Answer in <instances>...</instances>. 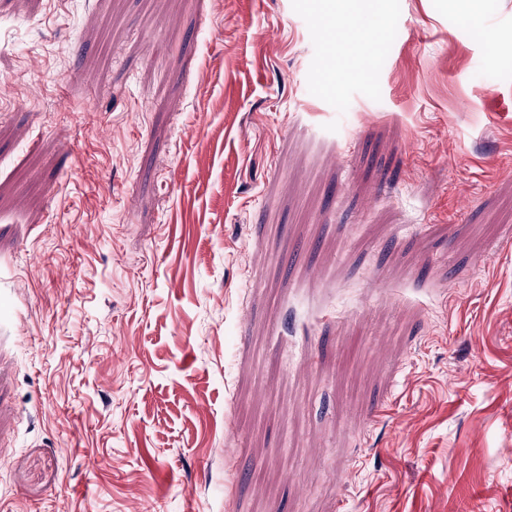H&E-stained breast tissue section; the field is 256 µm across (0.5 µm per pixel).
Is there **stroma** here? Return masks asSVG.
<instances>
[{"label":"stroma","mask_w":512,"mask_h":512,"mask_svg":"<svg viewBox=\"0 0 512 512\" xmlns=\"http://www.w3.org/2000/svg\"><path fill=\"white\" fill-rule=\"evenodd\" d=\"M0 0V512H512V0Z\"/></svg>","instance_id":"35a3bbf8"}]
</instances>
